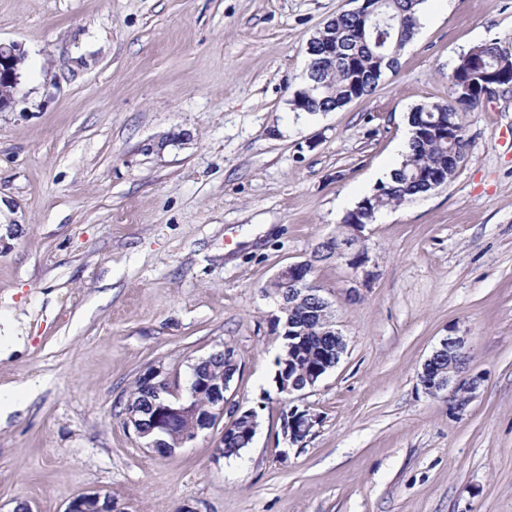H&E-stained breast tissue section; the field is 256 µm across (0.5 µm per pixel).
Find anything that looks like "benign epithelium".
<instances>
[{"instance_id":"obj_1","label":"benign epithelium","mask_w":512,"mask_h":512,"mask_svg":"<svg viewBox=\"0 0 512 512\" xmlns=\"http://www.w3.org/2000/svg\"><path fill=\"white\" fill-rule=\"evenodd\" d=\"M25 53L21 46L0 43V111L10 108L17 102L21 68ZM363 224L350 225V240L338 244L333 257L355 267L366 262L367 255L364 249L356 248L361 242ZM312 267L307 262H298L282 267L273 277L272 281L298 286V291L312 298L325 312H331L330 303L320 294V288L311 279ZM329 332L336 337V354L331 362L317 369L308 379V386L313 387L326 374L336 366L340 354L344 353L346 343L342 334L335 328V322H329ZM467 354L465 341L461 337H446L440 340L439 345L424 361L418 379L425 392L434 398L448 401L453 411L460 412L471 400L477 389L478 378L463 375L460 358ZM448 358V367L436 368L437 361ZM145 378L152 382L156 392V401L151 403L147 411L135 408L128 404L125 408V424L133 429L145 448H161V436H170L177 440L181 446L194 440L204 430L215 428L224 419L226 404L225 392L229 388V378L221 383H209L198 378L196 373L189 374L185 382L171 378L160 368H152ZM206 390L209 402L206 412L199 419V423L187 430L177 429V422L187 411L195 407L194 399L198 391ZM320 424L319 415L308 408L303 410L296 406L288 410L283 419V436L290 444H301ZM65 512H112V497L99 492L82 494L72 499Z\"/></svg>"}]
</instances>
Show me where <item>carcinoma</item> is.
I'll use <instances>...</instances> for the list:
<instances>
[{
    "label": "carcinoma",
    "mask_w": 512,
    "mask_h": 512,
    "mask_svg": "<svg viewBox=\"0 0 512 512\" xmlns=\"http://www.w3.org/2000/svg\"><path fill=\"white\" fill-rule=\"evenodd\" d=\"M424 0H369L366 16L343 12L330 19L310 41L324 34L336 39V57L309 56L316 66L317 80L303 75V87L294 93L291 105L295 112H332L346 106L354 97L372 91L387 69L389 59L399 52L417 34L420 27V6ZM497 78V86L512 84V55L496 40L473 48L463 55L448 71L455 82H471L470 91L459 95L448 91L444 102L428 101L415 106L409 115L413 130L400 166L383 183L384 192L369 200L373 213L398 206L418 194L432 191V178L450 182L470 149L465 134L446 131V122L453 128H464L463 116L478 109L483 91L481 78L474 64ZM289 305L290 327H283L280 335L283 348L293 346L294 360L289 363L288 382L307 384L311 372L336 352L335 341L328 336L330 317L308 299L281 289ZM200 377L210 382L224 380L229 367L220 359L196 365ZM252 444L245 425L238 423L224 432L221 453L226 458L238 457L241 449Z\"/></svg>",
    "instance_id": "carcinoma-1"
}]
</instances>
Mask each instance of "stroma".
<instances>
[{
    "mask_svg": "<svg viewBox=\"0 0 512 512\" xmlns=\"http://www.w3.org/2000/svg\"><path fill=\"white\" fill-rule=\"evenodd\" d=\"M351 0H0L23 99L0 112V512H65L101 490L117 512H512V91L466 114L449 184L378 212L368 260H316L398 167L409 114L495 39L512 0H424L376 89L295 113L306 45ZM313 264L346 351L297 399L321 422L281 434L283 340L263 288ZM447 336L479 377L462 413L429 396ZM231 347L229 404L261 426L240 457L222 431L165 457L124 424L135 382L185 377Z\"/></svg>",
    "mask_w": 512,
    "mask_h": 512,
    "instance_id": "35a3bbf8",
    "label": "stroma"
}]
</instances>
